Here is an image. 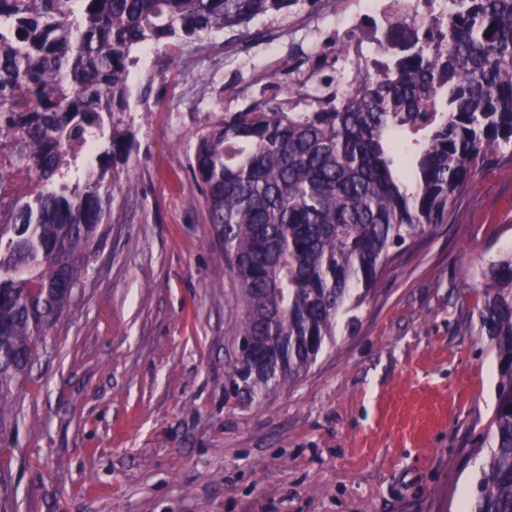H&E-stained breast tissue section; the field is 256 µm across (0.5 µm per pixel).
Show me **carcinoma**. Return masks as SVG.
Wrapping results in <instances>:
<instances>
[{
	"label": "carcinoma",
	"mask_w": 512,
	"mask_h": 512,
	"mask_svg": "<svg viewBox=\"0 0 512 512\" xmlns=\"http://www.w3.org/2000/svg\"><path fill=\"white\" fill-rule=\"evenodd\" d=\"M299 2L0 0V434L112 223L135 51L244 32ZM395 24L419 31L321 89L304 82L226 112L199 137L191 178L233 284L224 395L235 404L300 379L396 250L447 223L477 170L512 161V0H452L446 15ZM479 274L498 381L466 512H512V255Z\"/></svg>",
	"instance_id": "1"
}]
</instances>
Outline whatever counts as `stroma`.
Returning <instances> with one entry per match:
<instances>
[{"mask_svg":"<svg viewBox=\"0 0 512 512\" xmlns=\"http://www.w3.org/2000/svg\"><path fill=\"white\" fill-rule=\"evenodd\" d=\"M320 0L139 52L135 146L110 230L0 436V512H460L489 446L497 367L468 287L512 251V163L403 248L296 383L224 402L230 280L189 163L224 113L287 95L289 63L336 74Z\"/></svg>","mask_w":512,"mask_h":512,"instance_id":"35a3bbf8","label":"stroma"}]
</instances>
